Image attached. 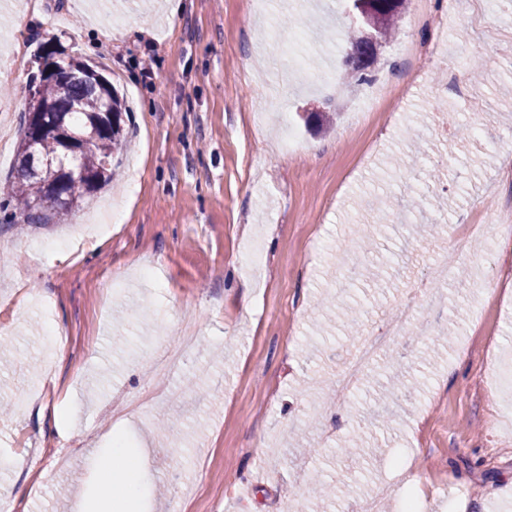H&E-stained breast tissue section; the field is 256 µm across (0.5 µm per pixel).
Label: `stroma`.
I'll list each match as a JSON object with an SVG mask.
<instances>
[{
	"label": "stroma",
	"instance_id": "obj_1",
	"mask_svg": "<svg viewBox=\"0 0 512 512\" xmlns=\"http://www.w3.org/2000/svg\"><path fill=\"white\" fill-rule=\"evenodd\" d=\"M342 0H0V86L19 130L45 44L102 67L128 108L112 182L64 224H0V488L13 512H73L114 436L147 454L132 512H338L378 498L400 512H512V395L479 383L487 351L512 360V300H488L512 242L466 246L437 287L448 226L512 203V0H409L368 81L344 78ZM21 53L14 70L7 49ZM481 60L462 92L432 90L449 58ZM333 112L327 130L308 123ZM483 132L455 138L458 125ZM297 136L279 145L281 124ZM395 204L375 223L380 198ZM436 224L438 235L418 232ZM263 257L249 266V248ZM425 295L446 345L409 335L358 395L336 400L363 326ZM179 371L155 363L184 334ZM500 407L488 426L485 411ZM390 426H375L381 408ZM374 444L357 488L349 440ZM433 449L426 459L425 449Z\"/></svg>",
	"mask_w": 512,
	"mask_h": 512
}]
</instances>
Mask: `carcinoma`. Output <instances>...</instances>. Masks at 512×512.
I'll list each match as a JSON object with an SVG mask.
<instances>
[{"label": "carcinoma", "instance_id": "1", "mask_svg": "<svg viewBox=\"0 0 512 512\" xmlns=\"http://www.w3.org/2000/svg\"><path fill=\"white\" fill-rule=\"evenodd\" d=\"M400 11L383 13L380 30L383 41L395 33ZM351 48L346 57L348 77L366 79V70L376 57L375 47L356 37L350 38ZM69 80L66 86L52 76L39 78V98L36 110L41 119L52 125V131L42 136L36 147V157L44 162L76 170V176L49 180L34 170L30 155L24 153L31 137V112L24 122L17 148L13 186L0 199V220L8 224L14 211H22L30 224H44L49 219L63 220L92 193L112 180V154L122 147L127 112L110 83L97 82L88 70L92 64L76 57L61 58ZM68 141H77L83 150L72 161L63 159L62 148Z\"/></svg>", "mask_w": 512, "mask_h": 512}]
</instances>
